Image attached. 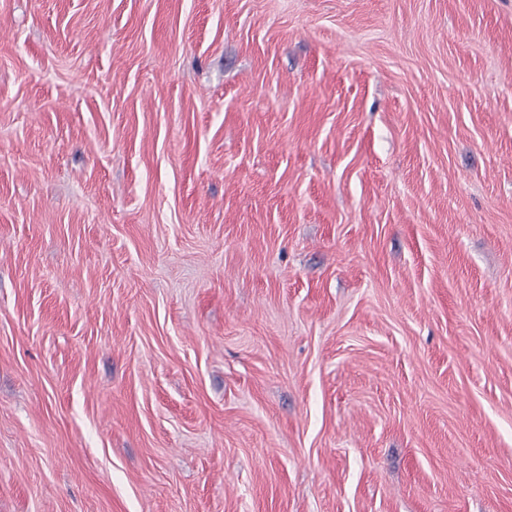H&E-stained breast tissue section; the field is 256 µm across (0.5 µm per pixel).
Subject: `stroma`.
Wrapping results in <instances>:
<instances>
[{
  "label": "stroma",
  "mask_w": 512,
  "mask_h": 512,
  "mask_svg": "<svg viewBox=\"0 0 512 512\" xmlns=\"http://www.w3.org/2000/svg\"><path fill=\"white\" fill-rule=\"evenodd\" d=\"M0 512H512V0H0Z\"/></svg>",
  "instance_id": "obj_1"
}]
</instances>
